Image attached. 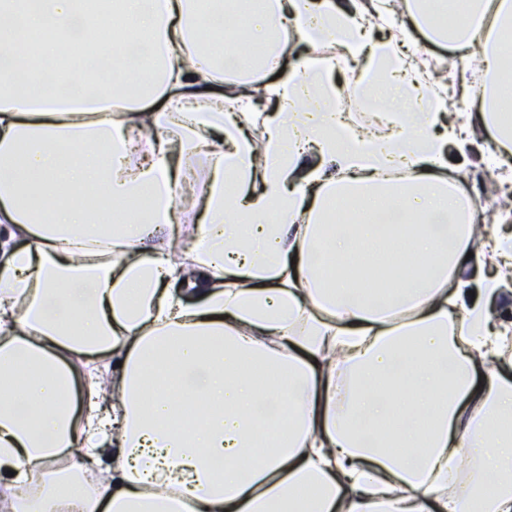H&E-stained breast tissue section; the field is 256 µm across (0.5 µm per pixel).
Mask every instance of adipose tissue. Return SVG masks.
<instances>
[{
	"instance_id": "1",
	"label": "adipose tissue",
	"mask_w": 512,
	"mask_h": 512,
	"mask_svg": "<svg viewBox=\"0 0 512 512\" xmlns=\"http://www.w3.org/2000/svg\"><path fill=\"white\" fill-rule=\"evenodd\" d=\"M14 2L0 58L18 24L49 27V68L92 5ZM92 6L146 42L21 93L0 67V384L16 392L0 399V512H512V322L493 315L512 234L443 177L460 118L403 33L363 27L377 0H255L250 62L203 40L204 0ZM471 11L452 27L423 0L408 14L479 76L469 116L506 159L512 99L495 81L512 47L493 35L512 30V0ZM294 39L308 53L288 68ZM340 55L361 68L355 105L392 74L433 108L352 130ZM195 157L209 175L187 198ZM331 199L355 223L330 224ZM403 247L425 257L419 275L391 264Z\"/></svg>"
}]
</instances>
